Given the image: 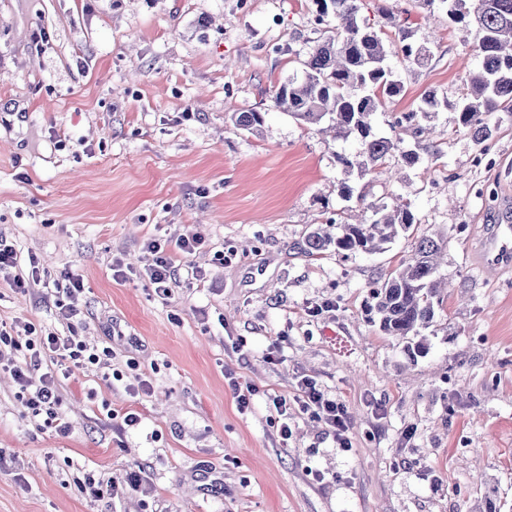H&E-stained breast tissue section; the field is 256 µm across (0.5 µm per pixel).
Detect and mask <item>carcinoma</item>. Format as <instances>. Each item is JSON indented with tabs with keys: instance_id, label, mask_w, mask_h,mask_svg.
I'll list each match as a JSON object with an SVG mask.
<instances>
[{
	"instance_id": "obj_1",
	"label": "carcinoma",
	"mask_w": 512,
	"mask_h": 512,
	"mask_svg": "<svg viewBox=\"0 0 512 512\" xmlns=\"http://www.w3.org/2000/svg\"><path fill=\"white\" fill-rule=\"evenodd\" d=\"M448 5L453 23L472 25L476 32L478 72L458 103V121L479 144L495 137L497 127L491 116L512 115V0H440ZM320 21L333 13L336 24L302 63L301 78L282 84L275 105L295 119L314 126L326 125L338 140L355 138L356 153L336 154V165L350 172L380 171L398 145L373 131L371 117L401 95L404 84L387 64L389 51L372 27L358 21L356 0H314ZM402 61L421 66L427 51L407 42L399 30ZM234 125L255 133L264 123V113L235 112ZM415 224L408 207L393 212L373 211L367 224H327L309 233L308 252H335L344 257L379 253ZM448 237L441 233L416 238L412 253L400 260L384 281L371 289L370 310L379 329L388 336H416L429 325L442 307L438 269L447 249Z\"/></svg>"
}]
</instances>
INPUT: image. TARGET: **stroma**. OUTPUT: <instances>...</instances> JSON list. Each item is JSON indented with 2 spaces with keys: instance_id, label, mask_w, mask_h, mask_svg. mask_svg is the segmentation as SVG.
Here are the masks:
<instances>
[{
  "instance_id": "1",
  "label": "stroma",
  "mask_w": 512,
  "mask_h": 512,
  "mask_svg": "<svg viewBox=\"0 0 512 512\" xmlns=\"http://www.w3.org/2000/svg\"><path fill=\"white\" fill-rule=\"evenodd\" d=\"M357 4L386 41L402 27L431 52L372 116L419 161L378 175L342 171L355 140L275 105L324 38L313 0H0V237L28 283L0 274V322L68 335L57 301L72 270L78 332L111 349L61 380L64 435L3 370L23 352L0 354V512H512V267H482L478 252L497 198L512 197V119L486 150L459 129L479 65L473 31L441 0ZM429 91L441 106L419 135L408 115ZM250 111L261 134L231 121ZM402 204L416 225L386 251L307 254L335 216ZM189 230L205 244L159 298L144 245ZM434 232L448 238L444 305L419 336L383 335L370 287ZM136 372L149 388L135 394ZM305 378L346 408L351 450L295 409L281 439L269 398H295ZM234 379L254 389L247 409ZM130 410L141 422L122 428ZM139 468L149 492L81 489Z\"/></svg>"
}]
</instances>
